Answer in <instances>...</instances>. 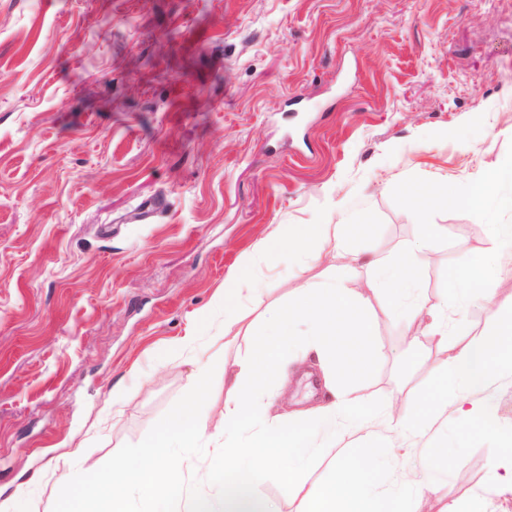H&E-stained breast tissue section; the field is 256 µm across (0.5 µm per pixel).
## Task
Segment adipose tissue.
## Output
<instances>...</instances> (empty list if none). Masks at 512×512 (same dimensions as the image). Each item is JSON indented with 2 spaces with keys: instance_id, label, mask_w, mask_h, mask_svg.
<instances>
[{
  "instance_id": "1",
  "label": "adipose tissue",
  "mask_w": 512,
  "mask_h": 512,
  "mask_svg": "<svg viewBox=\"0 0 512 512\" xmlns=\"http://www.w3.org/2000/svg\"><path fill=\"white\" fill-rule=\"evenodd\" d=\"M353 224H297L288 230L287 238L270 237L260 244V255L269 256L286 247L313 260L343 250L347 238L355 234ZM420 261L419 249L406 251L387 262L373 263L371 287L402 294L414 282V271ZM512 362V323L498 317L487 335L456 348L441 368L447 386L459 391L458 410L464 419L480 415V408L468 405L462 392L467 388L487 385L495 366ZM390 465L382 448L362 449L357 459L338 457L332 465L329 481L313 487L306 495L303 512H383L388 499L381 479Z\"/></svg>"
}]
</instances>
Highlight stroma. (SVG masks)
Listing matches in <instances>:
<instances>
[{
	"mask_svg": "<svg viewBox=\"0 0 512 512\" xmlns=\"http://www.w3.org/2000/svg\"><path fill=\"white\" fill-rule=\"evenodd\" d=\"M510 168L512 0H0V494L24 487L29 512H52L75 473L144 439L199 358L216 365L203 412L219 429L223 366L250 353L251 325L338 275L381 349L352 390L384 401L372 424L393 459L387 484L425 481L432 448L473 436L401 512H512V367L467 394L492 423L464 425L451 397L430 431L392 427L438 394L459 338L423 321L409 345L367 266L423 242L421 303L463 310L481 336L512 312V246L493 242L512 233V210L495 205L512 182L493 178ZM480 176L482 207L413 215L407 183L460 192ZM342 220L363 227L345 252L256 257L285 225ZM494 247L492 303H463L456 256ZM249 261L228 346L198 316ZM193 333L192 351H174ZM307 369L294 354L270 416L322 402ZM363 436L343 427L302 488L259 492L302 512L307 487Z\"/></svg>",
	"mask_w": 512,
	"mask_h": 512,
	"instance_id": "stroma-1",
	"label": "stroma"
}]
</instances>
